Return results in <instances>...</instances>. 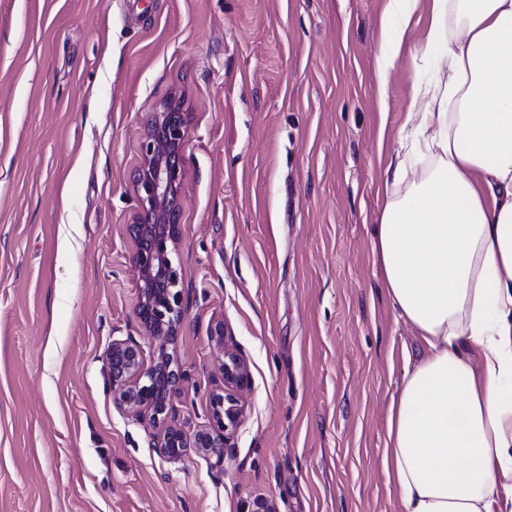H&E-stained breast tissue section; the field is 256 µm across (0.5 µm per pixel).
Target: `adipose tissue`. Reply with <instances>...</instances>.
Here are the masks:
<instances>
[{
	"mask_svg": "<svg viewBox=\"0 0 512 512\" xmlns=\"http://www.w3.org/2000/svg\"><path fill=\"white\" fill-rule=\"evenodd\" d=\"M415 0H388L386 93ZM418 85L375 229L385 292L425 345L387 420L385 469L402 512H512V0H433ZM429 156L416 171L413 154Z\"/></svg>",
	"mask_w": 512,
	"mask_h": 512,
	"instance_id": "adipose-tissue-1",
	"label": "adipose tissue"
}]
</instances>
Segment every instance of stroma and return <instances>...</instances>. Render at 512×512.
Here are the masks:
<instances>
[{
  "mask_svg": "<svg viewBox=\"0 0 512 512\" xmlns=\"http://www.w3.org/2000/svg\"><path fill=\"white\" fill-rule=\"evenodd\" d=\"M388 0H0V512H401L387 415L423 342L375 226L431 0L378 96ZM190 117L172 402L207 423L225 347L253 384L223 466L171 462L105 358L136 319L131 172L167 99ZM223 326V343L211 336Z\"/></svg>",
  "mask_w": 512,
  "mask_h": 512,
  "instance_id": "obj_1",
  "label": "stroma"
}]
</instances>
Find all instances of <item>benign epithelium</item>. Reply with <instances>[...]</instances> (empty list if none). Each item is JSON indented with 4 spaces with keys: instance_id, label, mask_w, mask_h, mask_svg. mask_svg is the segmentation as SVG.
I'll list each match as a JSON object with an SVG mask.
<instances>
[{
    "instance_id": "1",
    "label": "benign epithelium",
    "mask_w": 512,
    "mask_h": 512,
    "mask_svg": "<svg viewBox=\"0 0 512 512\" xmlns=\"http://www.w3.org/2000/svg\"><path fill=\"white\" fill-rule=\"evenodd\" d=\"M188 142V115L177 104H168L154 116L144 134L140 159L131 174L135 213L129 225L134 241L132 266L137 275L140 299L136 317L141 326L162 341L157 361L146 367L141 347L131 339H114L105 356L112 377L113 403L137 415L150 413L160 429V454L176 461L187 448L183 424L171 403L187 380L167 345L179 336L186 320L180 289L181 276L171 258L180 237L181 185L184 152ZM220 374L222 387L211 395L207 424L194 435L193 447L223 465L231 452V435L243 418L241 395L252 387L247 360L238 352L224 350Z\"/></svg>"
}]
</instances>
